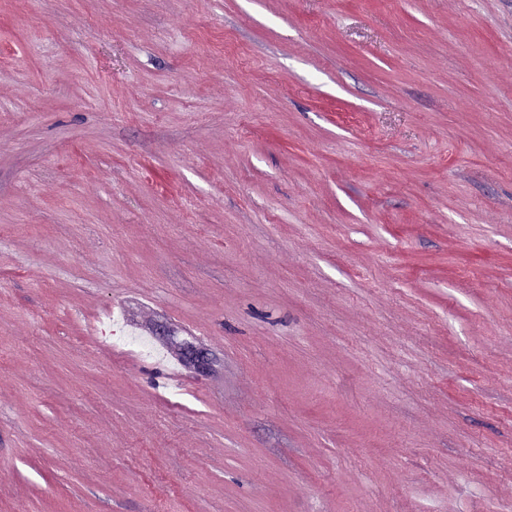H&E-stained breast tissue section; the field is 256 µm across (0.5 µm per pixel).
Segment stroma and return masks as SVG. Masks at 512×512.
Instances as JSON below:
<instances>
[{"label":"stroma","instance_id":"35a3bbf8","mask_svg":"<svg viewBox=\"0 0 512 512\" xmlns=\"http://www.w3.org/2000/svg\"><path fill=\"white\" fill-rule=\"evenodd\" d=\"M508 507L512 0H0V512Z\"/></svg>","mask_w":512,"mask_h":512}]
</instances>
